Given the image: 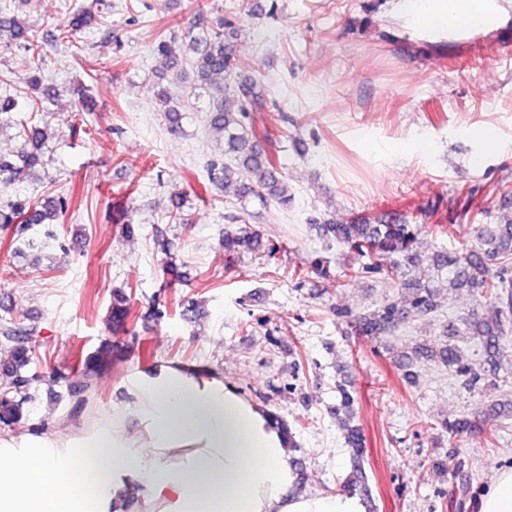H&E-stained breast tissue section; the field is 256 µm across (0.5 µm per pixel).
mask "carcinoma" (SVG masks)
<instances>
[{"label": "carcinoma", "instance_id": "1", "mask_svg": "<svg viewBox=\"0 0 512 512\" xmlns=\"http://www.w3.org/2000/svg\"><path fill=\"white\" fill-rule=\"evenodd\" d=\"M97 17L94 8L72 13L58 28V38L72 40L77 33L91 26ZM236 20L227 17L212 25L203 14H198L190 26L186 41L177 47L159 38L156 50L170 58L172 66L183 63L190 67L184 72L191 90L208 93L206 121L209 127L224 137V154L210 160L212 183L224 190H233L240 199L256 200L266 206L274 201L288 205L292 194L274 153L260 144L255 113L265 111L267 89L255 77L248 74L251 64L236 55L234 39ZM17 45L28 57L40 55L42 45L38 30L19 17L0 8V44ZM29 89L50 97V89L43 86L36 68L31 67L24 75ZM161 112L168 127L174 131L182 128L186 119L181 103H172L167 94L159 93ZM24 146L12 157L0 154V174L11 180L22 179L41 162V151L52 139L47 131L32 121L20 122ZM66 201L62 197L47 196L31 203L16 199L0 203V224L15 226V242L32 247L34 240L27 233L35 226L59 223L65 212ZM233 226L224 232V261L231 265L244 251L273 253L278 245L263 240L246 220L231 217ZM321 229L354 253L361 263L349 269L345 276L378 274L394 278L400 262L414 266L420 261L416 250L417 224H335L326 222ZM166 260L162 265L163 279L172 286L183 280L178 266L167 248H162ZM512 261V224H484L477 236V243L462 252H440L432 257L434 266L448 274V287L468 288L488 301L485 309L466 319L468 334L478 340L483 349L485 363L491 367L501 350L502 341L512 335V277L508 276V261ZM414 296L409 302H385L372 312L355 319L361 333L370 336L391 334L400 326L416 318L433 313L436 304L432 292L426 286H413ZM107 330L112 334L134 335L130 296L124 290H116L108 309ZM36 327L15 321L0 328V347L7 350L6 359L0 365L3 381L0 388V425L10 427L24 419V405L34 400L31 387L35 377L27 367L36 354ZM122 347L106 336L98 347L89 353L78 368L79 378L68 385V396L74 406H84V393L96 386L103 377L104 366L112 357L121 353ZM414 353L433 358L443 366L455 369L466 377V384L477 385L481 377L463 363L461 351L452 344L437 348L421 347ZM448 434L463 438L477 428L475 420L468 416L447 421ZM346 441L355 449L354 467H360L362 435L358 428L347 430Z\"/></svg>", "mask_w": 512, "mask_h": 512}]
</instances>
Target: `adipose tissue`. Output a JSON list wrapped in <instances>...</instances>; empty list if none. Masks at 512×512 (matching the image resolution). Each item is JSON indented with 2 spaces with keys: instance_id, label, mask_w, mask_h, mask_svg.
I'll return each instance as SVG.
<instances>
[{
  "instance_id": "1",
  "label": "adipose tissue",
  "mask_w": 512,
  "mask_h": 512,
  "mask_svg": "<svg viewBox=\"0 0 512 512\" xmlns=\"http://www.w3.org/2000/svg\"><path fill=\"white\" fill-rule=\"evenodd\" d=\"M386 16L457 40L511 21L512 0H390ZM121 387L97 421L75 412L0 436V512H367L344 493L291 496L281 432L223 374L162 361Z\"/></svg>"
}]
</instances>
